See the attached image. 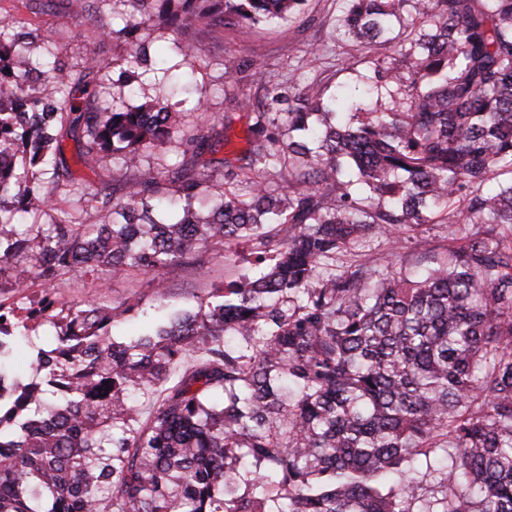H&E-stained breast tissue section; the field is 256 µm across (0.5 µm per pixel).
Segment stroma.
Segmentation results:
<instances>
[{"instance_id":"stroma-1","label":"stroma","mask_w":512,"mask_h":512,"mask_svg":"<svg viewBox=\"0 0 512 512\" xmlns=\"http://www.w3.org/2000/svg\"><path fill=\"white\" fill-rule=\"evenodd\" d=\"M340 6V0H307L301 13L274 24L228 28L219 20H200L179 30L152 32L150 64L166 69L167 75L159 83L144 79L143 91L138 95L129 94L122 68L112 64L113 59L122 55V44L100 35L105 25L122 28L129 16V6L92 0L88 11L75 15L55 8L51 0H45L37 9L23 8L21 0H0V18L22 13L28 21L34 54L41 56L46 50H53L73 74H82L86 58L96 55L103 67L89 80L97 87L100 106L136 105L154 96L168 101L177 112H189L196 104H203L207 115L219 117L224 124L226 143L214 155L219 161L235 159L248 148L246 130L250 114L239 108V100L247 97L258 102L265 95L259 82L228 80L225 72L237 71L254 56L262 55L268 61L273 80L284 81L292 65L315 45L322 50L315 68L324 83L355 85L352 65L360 60L361 53L354 44L338 39L335 34ZM185 41L193 42L198 49L190 63L176 48L177 43ZM250 250L247 242L221 250L212 248L203 255V267L187 266L173 275L120 272L103 284L69 275L56 283L54 292L67 300L104 296L115 307L138 305L140 315L120 328L121 333L132 334L152 320L159 299H166L174 309L190 308L206 298L211 288L253 275Z\"/></svg>"}]
</instances>
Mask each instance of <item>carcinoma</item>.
I'll use <instances>...</instances> for the list:
<instances>
[{"label": "carcinoma", "mask_w": 512, "mask_h": 512, "mask_svg": "<svg viewBox=\"0 0 512 512\" xmlns=\"http://www.w3.org/2000/svg\"><path fill=\"white\" fill-rule=\"evenodd\" d=\"M132 2L101 34L140 67L149 27L265 25L307 0ZM24 28L0 19V278L45 289L0 303V512H512V0H343L340 34L391 51L354 93L313 75L294 94L258 56L242 164L200 161L224 146L202 112L181 163L124 181L91 224L13 223L98 195L60 130L77 163L135 171L177 113L87 106L96 90L40 69ZM435 224L455 227L440 256ZM241 240L253 276L121 341L135 306L49 289ZM44 322L59 331L22 384L10 366Z\"/></svg>", "instance_id": "cac0c4a2"}]
</instances>
